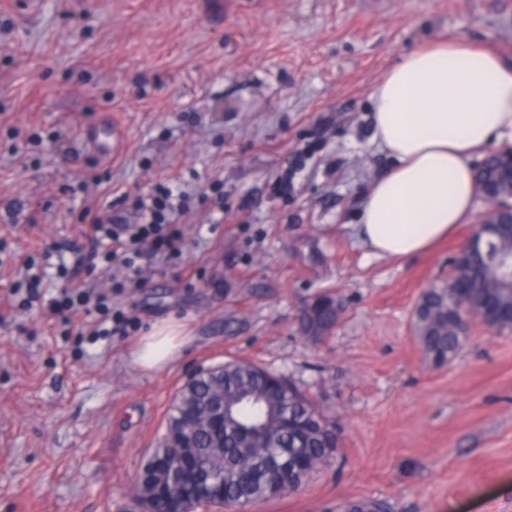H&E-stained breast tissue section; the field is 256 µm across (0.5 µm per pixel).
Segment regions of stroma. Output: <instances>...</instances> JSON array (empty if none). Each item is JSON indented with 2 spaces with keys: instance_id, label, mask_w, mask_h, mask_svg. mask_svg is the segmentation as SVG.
<instances>
[{
  "instance_id": "stroma-1",
  "label": "stroma",
  "mask_w": 512,
  "mask_h": 512,
  "mask_svg": "<svg viewBox=\"0 0 512 512\" xmlns=\"http://www.w3.org/2000/svg\"><path fill=\"white\" fill-rule=\"evenodd\" d=\"M447 38L512 63V0H0V512H132L176 393L234 359L295 381L339 438L330 464L248 512H512V332L474 323L441 367L414 335L470 225L404 258L355 232L391 166L373 90ZM115 126L119 155L94 153L87 132ZM159 184L187 195L182 256L143 255L144 287L115 290L82 211L134 220ZM27 261L45 270L33 302L15 289ZM90 284L135 326L97 336L82 308L51 306ZM329 291L343 312L315 341L299 317ZM166 319L186 344L137 366Z\"/></svg>"
}]
</instances>
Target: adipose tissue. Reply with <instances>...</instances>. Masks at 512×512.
I'll return each mask as SVG.
<instances>
[{"mask_svg": "<svg viewBox=\"0 0 512 512\" xmlns=\"http://www.w3.org/2000/svg\"><path fill=\"white\" fill-rule=\"evenodd\" d=\"M373 98V139L393 165L367 192L357 235L377 257L420 254L469 220L473 157L512 139V64L470 43L440 40L404 56ZM184 341L179 324H157L140 339L135 360L162 366Z\"/></svg>", "mask_w": 512, "mask_h": 512, "instance_id": "adipose-tissue-1", "label": "adipose tissue"}]
</instances>
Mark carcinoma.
Wrapping results in <instances>:
<instances>
[{
    "label": "carcinoma",
    "mask_w": 512,
    "mask_h": 512,
    "mask_svg": "<svg viewBox=\"0 0 512 512\" xmlns=\"http://www.w3.org/2000/svg\"><path fill=\"white\" fill-rule=\"evenodd\" d=\"M496 196L512 195V175L501 166L491 168L486 176ZM461 287L457 292L446 285L427 289L416 308L415 332L426 358L442 366L456 358L467 336L461 334L463 314L484 317L482 307L494 292L499 293L497 309L489 313L492 323L502 332L509 328L512 314V289H498L488 270V260L480 248L466 253L454 270ZM339 300L323 295L307 306L301 316L303 332L312 339L327 335L339 319ZM193 394L182 403L174 402L169 419L180 418L189 423L191 448H158L165 456L167 469L145 466L136 484L135 498L146 512H170L168 483L170 474L178 473V464L186 453L196 456L199 464L223 479V506L236 508L269 501L291 488L299 487L316 470L331 462L338 438L335 429L315 403L290 382L273 380L270 372L247 361H231L224 373L206 372L192 383ZM217 395L227 402L236 401V414L241 426L248 430L259 412L266 414L254 436L252 447H243L237 429L225 423L216 432L209 424V400ZM300 441L296 457L300 464L291 469L288 479L282 473L263 468L264 461L280 448H291ZM339 512H376L383 505L375 500L344 501Z\"/></svg>",
    "instance_id": "1"
}]
</instances>
